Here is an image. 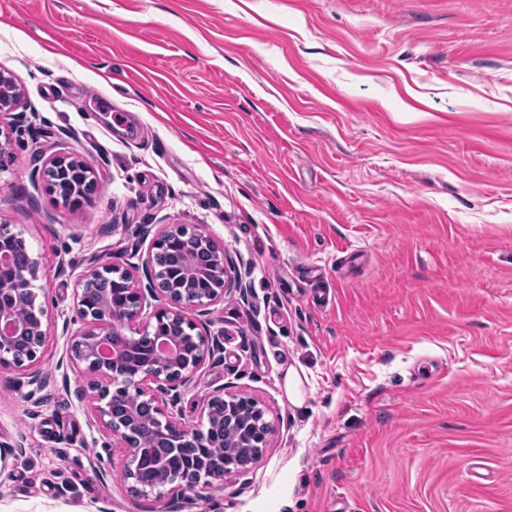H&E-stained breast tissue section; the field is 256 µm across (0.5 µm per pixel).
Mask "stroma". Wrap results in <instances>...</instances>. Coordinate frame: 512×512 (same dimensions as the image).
Listing matches in <instances>:
<instances>
[{
    "label": "stroma",
    "mask_w": 512,
    "mask_h": 512,
    "mask_svg": "<svg viewBox=\"0 0 512 512\" xmlns=\"http://www.w3.org/2000/svg\"><path fill=\"white\" fill-rule=\"evenodd\" d=\"M1 70L27 119L0 225L50 335L0 367V445L24 447L0 512H512V0H0ZM63 153L97 177L76 206L45 190ZM168 224L243 286L174 416L200 427L230 383L275 423L249 474L178 501L121 481L67 337L84 271Z\"/></svg>",
    "instance_id": "obj_1"
}]
</instances>
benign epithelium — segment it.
Instances as JSON below:
<instances>
[{
	"mask_svg": "<svg viewBox=\"0 0 512 512\" xmlns=\"http://www.w3.org/2000/svg\"><path fill=\"white\" fill-rule=\"evenodd\" d=\"M23 97L21 79L0 72V112L18 108ZM46 191L57 203L75 206L96 189L94 171L69 154L51 157L42 170ZM166 251L169 268L196 266L192 282L169 277L154 256L145 261L144 277L137 267L120 264L87 270L75 291L74 306L82 328L69 337V360L89 378L88 402L98 426L125 453L123 481L143 497L177 496L213 480L224 472H250L269 447L274 429L266 410L252 398L216 394L206 401L207 425L190 429L167 411L173 392L222 350L219 337L207 332L202 316L207 307L240 288L224 245L185 225L166 227L154 243ZM37 261L25 240L0 225V364L18 368L36 364L49 337L47 311L40 301L43 289L34 287ZM164 300L150 320L136 326L148 300ZM224 412H216V405ZM152 417L156 444L172 450L157 460L147 454L140 438V411ZM236 435L248 440L245 453L226 452L203 465L190 460L175 467L172 455L182 448H208Z\"/></svg>",
	"mask_w": 512,
	"mask_h": 512,
	"instance_id": "1",
	"label": "benign epithelium"
}]
</instances>
